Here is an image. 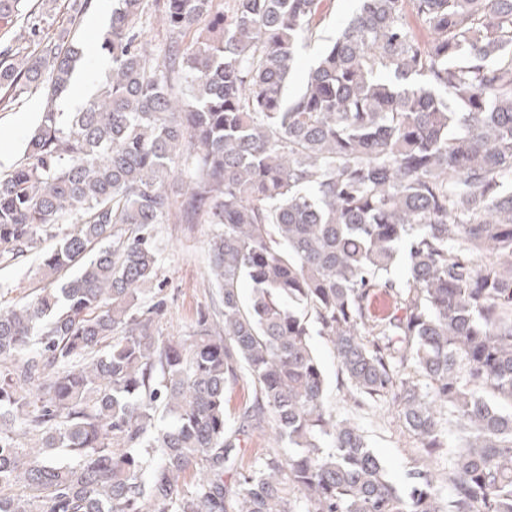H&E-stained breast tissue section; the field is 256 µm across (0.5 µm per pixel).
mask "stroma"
I'll list each match as a JSON object with an SVG mask.
<instances>
[{
  "instance_id": "obj_1",
  "label": "stroma",
  "mask_w": 512,
  "mask_h": 512,
  "mask_svg": "<svg viewBox=\"0 0 512 512\" xmlns=\"http://www.w3.org/2000/svg\"><path fill=\"white\" fill-rule=\"evenodd\" d=\"M107 66L99 47L86 45L78 64L82 74L72 93L62 102L70 112L87 99L93 82ZM41 106L39 96L25 97L12 112H0V154L17 161L28 135L35 127ZM214 232L210 224H161L156 229L155 245L160 270L154 290L164 302L161 326L164 334L178 336L189 331L200 314L213 311L215 295L207 283V243ZM40 255L31 253L11 267L0 270V307L7 309L32 299L42 286ZM310 344L319 358L325 378L324 401L339 416L353 418L362 428L389 479L406 488L409 473L420 451L402 428L391 407L368 408L346 397L333 347L318 325L310 327Z\"/></svg>"
}]
</instances>
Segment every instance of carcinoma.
<instances>
[{
	"label": "carcinoma",
	"mask_w": 512,
	"mask_h": 512,
	"mask_svg": "<svg viewBox=\"0 0 512 512\" xmlns=\"http://www.w3.org/2000/svg\"><path fill=\"white\" fill-rule=\"evenodd\" d=\"M45 2L0 0V112L42 100L0 175V266L52 242L35 299L0 309V512H512V0H357L327 42L334 0H117L74 112L94 0L56 30ZM158 224L216 226L218 307L177 338L145 302ZM310 318L346 395L423 454L456 422L448 498L423 465L402 494L328 409ZM266 427L288 451L242 468ZM107 67V59L102 55L96 44H87L84 47V54L78 63L77 70L83 73V76L72 93L65 101L61 103L63 112H71L87 99L93 90V82L98 75ZM251 393V387L245 378L227 386L225 390V412L229 433L238 428V416L245 404L251 399ZM242 448H245L243 464H248L254 461L266 448H270L267 430L266 432H254L244 438L242 441Z\"/></svg>",
	"instance_id": "carcinoma-1"
}]
</instances>
